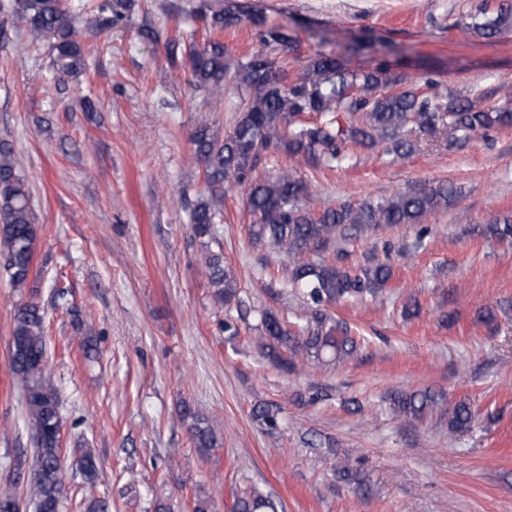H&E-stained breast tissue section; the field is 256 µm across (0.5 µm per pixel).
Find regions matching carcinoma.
Masks as SVG:
<instances>
[{
	"label": "carcinoma",
	"mask_w": 512,
	"mask_h": 512,
	"mask_svg": "<svg viewBox=\"0 0 512 512\" xmlns=\"http://www.w3.org/2000/svg\"><path fill=\"white\" fill-rule=\"evenodd\" d=\"M134 8L135 0H101L86 14L68 10L64 0H13L10 4L12 12L26 23L31 42L52 43L55 63L64 76L86 68L83 31L122 28L131 20ZM196 14L210 32L238 26L247 18L242 8L226 7L222 0H204ZM471 29L485 37L511 30L512 4L501 5L493 18L473 22ZM259 36L265 47L288 41L276 27L259 31ZM165 53L169 65H187L190 86L219 94L229 77L246 95L238 119L224 137L207 125L196 127L192 134L193 155L204 167L207 187V195L190 214L193 236L205 246L216 241L215 224L224 192L246 187L251 239L288 257L290 279L302 288L305 304V323L295 330L272 312L262 315L259 340L268 356L292 366L305 356L319 358L330 353L340 360L353 355L357 341L327 307L349 297H377L392 279L393 270L370 257L368 264L352 273L323 254L353 230L419 225L426 217L448 210L456 201L457 190L441 182L410 188L377 202L342 203L315 214L308 203V184L291 170L269 178L254 177L259 158L266 153L285 154L320 169L341 162L350 146L402 157L412 153L420 140L438 133L449 132L456 142L512 124V110L483 108L446 89L439 91L429 81L426 86L434 92L428 95L391 74L385 63L351 73L326 53L309 58L304 72L294 77L275 67L262 50L233 64L228 47L218 39L202 45L173 39L166 42ZM304 114L316 115L317 121L300 123ZM488 231L497 240L512 243V216L495 219ZM39 232L32 190L21 174L15 150L10 143L0 142V254L4 258L0 267L13 288L20 290L29 284ZM205 264L214 303L221 307L231 304L238 296L239 284L224 264L222 251H208ZM12 336L17 345L10 367L22 383L37 462L30 473L19 458L13 471L29 487L36 512H60L64 492L62 418L58 392L47 372L44 317L37 302L30 300L16 308ZM395 402L398 411L421 417L437 408L439 398L423 393L399 396ZM177 416L200 453L208 455L218 447L213 423L195 407L184 402ZM472 422L470 408L461 403L453 409L448 427L460 432ZM72 455L83 477L85 512H107L106 503L94 494L98 461L93 450L78 445ZM235 512H277V506L268 498L245 492L237 498Z\"/></svg>",
	"instance_id": "1"
}]
</instances>
